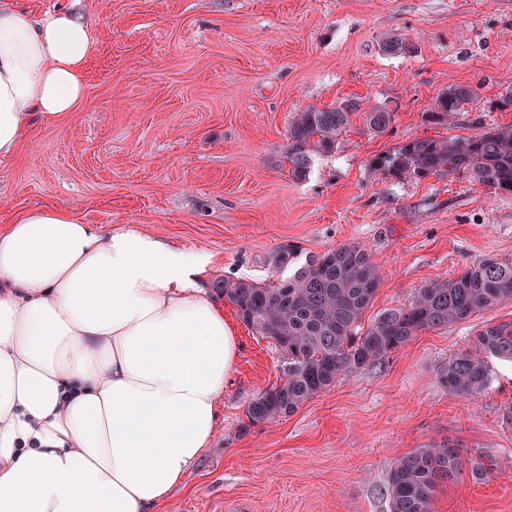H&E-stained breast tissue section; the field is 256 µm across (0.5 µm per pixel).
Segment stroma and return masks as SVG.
<instances>
[{
	"label": "stroma",
	"mask_w": 512,
	"mask_h": 512,
	"mask_svg": "<svg viewBox=\"0 0 512 512\" xmlns=\"http://www.w3.org/2000/svg\"><path fill=\"white\" fill-rule=\"evenodd\" d=\"M75 1L97 32L86 102L0 158V228L65 206L108 231L139 227L209 253V286L268 279L282 244L309 259L359 243L382 275L367 323L478 259L512 262V195L445 175L385 180L368 165L409 139L477 135L478 116L512 124L487 109L512 88V0H20L40 13ZM389 36L412 53L385 55ZM452 83L477 98L452 125L427 123ZM346 100L395 121L376 134L354 118L306 179L290 178L278 160L297 112ZM224 317L241 350L218 431L159 512H388L393 461L448 441L487 476L440 486L433 512H512V363L490 359L475 400L438 381L483 325L512 321V302L420 333L260 424L245 407L282 360L232 304Z\"/></svg>",
	"instance_id": "obj_1"
}]
</instances>
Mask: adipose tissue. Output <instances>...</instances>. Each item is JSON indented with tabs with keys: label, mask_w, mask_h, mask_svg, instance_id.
<instances>
[{
	"label": "adipose tissue",
	"mask_w": 512,
	"mask_h": 512,
	"mask_svg": "<svg viewBox=\"0 0 512 512\" xmlns=\"http://www.w3.org/2000/svg\"><path fill=\"white\" fill-rule=\"evenodd\" d=\"M93 25L0 0V156L79 111ZM206 252L71 209L0 230V512H156L210 447L239 354Z\"/></svg>",
	"instance_id": "1"
}]
</instances>
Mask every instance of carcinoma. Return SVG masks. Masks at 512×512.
<instances>
[{
	"instance_id": "1",
	"label": "carcinoma",
	"mask_w": 512,
	"mask_h": 512,
	"mask_svg": "<svg viewBox=\"0 0 512 512\" xmlns=\"http://www.w3.org/2000/svg\"><path fill=\"white\" fill-rule=\"evenodd\" d=\"M381 50L391 56L412 52L410 43L394 36ZM477 97L467 84H450L436 97L427 121L441 124L466 111ZM360 105L345 101L321 108L309 106L293 118L288 145L279 167L288 176L306 178L313 158L332 152L352 124ZM394 112L375 107L363 112V124L383 133ZM377 176L398 182H418L448 174L488 187L495 194L512 193V125H490L463 139L413 138L370 159ZM299 247L278 246L268 257L276 274L286 278L214 283L216 291L236 309L241 321L261 339L271 340L283 364L279 377L252 398L246 417L265 423L295 412L317 393L336 384L341 375L379 363L409 344L423 331L446 329L492 307L512 301V262L489 257L467 265L446 281L417 289L409 301L378 314L366 331L358 330L382 276L368 250L348 243L298 264ZM512 362V321L488 325L477 332L470 348L451 355L438 372L441 385L468 399L481 395L490 383L486 361ZM487 475L481 463L468 459L452 443L416 448L398 457L389 474V512H431L436 489L465 476Z\"/></svg>"
}]
</instances>
